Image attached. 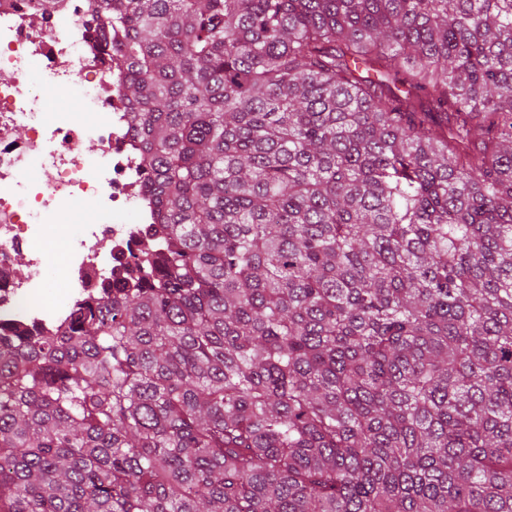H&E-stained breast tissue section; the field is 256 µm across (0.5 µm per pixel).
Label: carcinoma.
<instances>
[{
	"mask_svg": "<svg viewBox=\"0 0 512 512\" xmlns=\"http://www.w3.org/2000/svg\"><path fill=\"white\" fill-rule=\"evenodd\" d=\"M162 251L0 335V512H512V0H97Z\"/></svg>",
	"mask_w": 512,
	"mask_h": 512,
	"instance_id": "carcinoma-1",
	"label": "carcinoma"
}]
</instances>
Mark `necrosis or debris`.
Returning a JSON list of instances; mask_svg holds the SVG:
<instances>
[{"mask_svg":"<svg viewBox=\"0 0 512 512\" xmlns=\"http://www.w3.org/2000/svg\"><path fill=\"white\" fill-rule=\"evenodd\" d=\"M101 27L96 0H0V326L11 332L61 330L75 307L136 279L141 255L159 251L125 68ZM73 92L81 115L48 119L47 99ZM86 203L93 217L63 235L69 291L43 310L48 229Z\"/></svg>","mask_w":512,"mask_h":512,"instance_id":"1","label":"necrosis or debris"}]
</instances>
